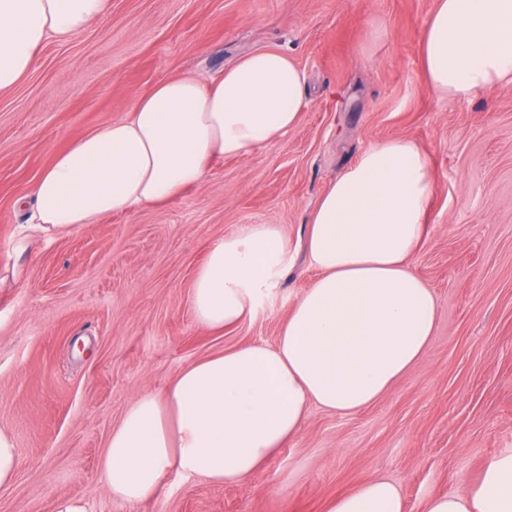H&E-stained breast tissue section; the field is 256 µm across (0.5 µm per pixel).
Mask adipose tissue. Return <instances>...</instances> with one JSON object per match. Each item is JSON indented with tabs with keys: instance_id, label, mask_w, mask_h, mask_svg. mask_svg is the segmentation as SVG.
<instances>
[{
	"instance_id": "obj_1",
	"label": "adipose tissue",
	"mask_w": 512,
	"mask_h": 512,
	"mask_svg": "<svg viewBox=\"0 0 512 512\" xmlns=\"http://www.w3.org/2000/svg\"><path fill=\"white\" fill-rule=\"evenodd\" d=\"M109 8L110 0H0V93L27 77L47 42L71 40ZM420 60L426 84L459 103L512 83V0H436ZM303 88V72L277 49L247 55L208 83L190 71L160 81L125 119L56 155L35 186L17 249L35 233L166 204L215 160L267 148L299 121ZM434 188L431 160L413 140L365 149L316 203L305 252L318 275L275 344L247 343L196 362L164 396L139 395L113 428L101 459L113 499H152L171 470L246 481L301 433L311 408L355 413L407 373L438 316L432 288L411 270ZM290 253L275 224L215 241L193 281L196 322L212 331L243 322ZM325 512H405V504L378 476L330 499ZM423 512H512V452L465 492L428 498Z\"/></svg>"
}]
</instances>
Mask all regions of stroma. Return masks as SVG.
<instances>
[{
	"label": "stroma",
	"mask_w": 512,
	"mask_h": 512,
	"mask_svg": "<svg viewBox=\"0 0 512 512\" xmlns=\"http://www.w3.org/2000/svg\"><path fill=\"white\" fill-rule=\"evenodd\" d=\"M435 0H111L66 43H47L0 94V429L18 476L0 512H325L383 475L406 512L464 490L512 452V85L456 103L425 84L419 44ZM279 49L305 75L308 106L259 154L213 164L160 207L14 245L53 158L125 118L158 82L211 78ZM405 136L437 173L411 269L434 291L430 346L377 402L346 416L312 410L251 479L215 485L169 472L155 498L112 500L100 459L141 393L234 346L274 344L316 272L301 243L312 210L369 145ZM277 224L295 246L273 292L242 323L198 325L192 285L211 243Z\"/></svg>",
	"instance_id": "obj_1"
}]
</instances>
